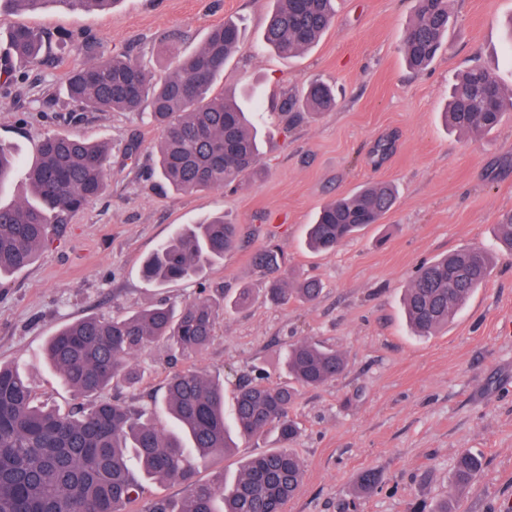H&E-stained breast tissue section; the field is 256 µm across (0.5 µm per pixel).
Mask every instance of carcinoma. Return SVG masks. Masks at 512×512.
<instances>
[{
    "mask_svg": "<svg viewBox=\"0 0 512 512\" xmlns=\"http://www.w3.org/2000/svg\"><path fill=\"white\" fill-rule=\"evenodd\" d=\"M49 3L73 10L110 12L120 0H0V10L36 12ZM335 17L334 0H273L264 30L267 48L293 57L312 47ZM448 0H415V14L405 29L401 52L413 69L427 67L448 39ZM52 38L26 26L8 36L10 56L28 67L43 66ZM242 41L234 20L213 26L202 45L173 55L168 77L156 82L129 56L114 52L90 58L68 72V103L81 112H140L150 107L160 128V173L183 193L224 188L256 169L257 133L237 100L214 90L224 66ZM304 105L311 114L332 109L336 98L323 82L310 83ZM512 112V90L496 75L475 66L457 78L444 112L447 125L477 137L498 127ZM18 162L0 144V185L14 176ZM109 153L102 143L49 135L26 168L34 201L0 204V281L30 266L49 241L52 225L79 210L106 187ZM395 202L394 188L375 183L321 208L308 229L316 252L336 249L371 224H379ZM498 240L512 254V213L501 216ZM237 226L215 217L182 225L145 260L144 274L158 285L196 277L236 245ZM254 266L272 276L268 295L277 303L292 298L315 300L318 281L281 275L288 259L276 244L253 256ZM493 256L480 248L462 249L419 268L405 288L407 321L419 336H432L454 317L472 293L485 285ZM252 291L241 288L224 307L244 308ZM218 311L208 300L180 307L160 305L105 320L88 316L49 337L45 353L61 381L82 398L72 412L36 403L29 379L16 367L0 365V512H130L146 486L178 482L182 499L156 497L144 512H284L302 481L304 466L290 448L299 434L289 417L297 387L315 388L337 379L347 368L345 354L314 340L293 345L284 365L293 384L262 381L238 385L234 396V430L224 422V382L199 372H175L167 383L162 411L171 419L164 428L159 409L108 401L112 384L128 387L142 378L133 356L164 342L176 355L191 356L213 341ZM273 433L280 449L241 462L232 480L224 471L202 483L198 469L235 448L234 437ZM481 461L467 451L456 458L451 486L469 490Z\"/></svg>",
    "mask_w": 512,
    "mask_h": 512,
    "instance_id": "1",
    "label": "carcinoma"
}]
</instances>
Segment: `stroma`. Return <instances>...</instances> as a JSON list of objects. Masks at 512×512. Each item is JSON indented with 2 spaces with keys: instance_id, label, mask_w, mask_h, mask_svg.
I'll list each match as a JSON object with an SVG mask.
<instances>
[{
  "instance_id": "obj_1",
  "label": "stroma",
  "mask_w": 512,
  "mask_h": 512,
  "mask_svg": "<svg viewBox=\"0 0 512 512\" xmlns=\"http://www.w3.org/2000/svg\"><path fill=\"white\" fill-rule=\"evenodd\" d=\"M271 0H123L111 13L73 11L52 0L37 13L0 15V32L25 25L48 35L70 32L97 52H125L155 78L171 71L160 53L165 36L197 49L208 30L242 23L240 51L220 89L247 92L262 135L255 176L223 189L172 190L157 170L161 133L143 112H74L63 96L67 72L83 53H54L27 80L0 83V143L27 164L40 141L59 133L108 144L104 191L59 225L34 263L0 283V364L19 367L36 396L62 411L76 402L44 357L47 339L86 316L109 319L197 298L222 301L252 289L244 309L220 310L209 347L173 358L155 344L136 356L144 369L133 389L108 400L133 405L161 397L170 374L197 371L224 380V409L236 386L256 375L287 382L290 345L314 339L346 354L337 379L300 390L290 415L303 480L286 512H428L451 498L457 512H512V257L501 258L448 326L421 337L409 328L402 291L424 263L478 246L497 250L496 226L512 212V115L472 138L450 131L442 112L448 88L481 64L512 88L506 25L512 0H450L448 42L420 72L399 47L413 0H336L331 27L304 53L281 57L262 33ZM338 90L333 109L295 120L280 110L312 80ZM390 140L386 155L375 151ZM392 184L397 199L381 223L313 253L306 226L327 202L373 183ZM221 214L240 228L237 248L198 278L148 283L143 264L182 224ZM278 244L290 269L321 280L310 303L274 305L253 253ZM478 456L473 487L451 496L457 454ZM372 472L374 491L359 494Z\"/></svg>"
}]
</instances>
